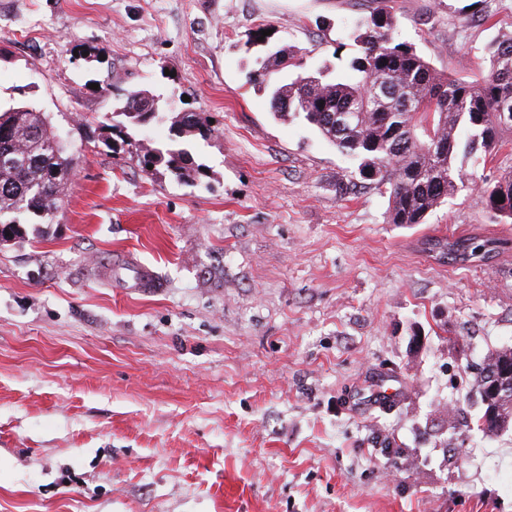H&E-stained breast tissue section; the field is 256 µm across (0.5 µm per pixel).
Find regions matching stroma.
I'll return each instance as SVG.
<instances>
[{
	"label": "stroma",
	"mask_w": 512,
	"mask_h": 512,
	"mask_svg": "<svg viewBox=\"0 0 512 512\" xmlns=\"http://www.w3.org/2000/svg\"><path fill=\"white\" fill-rule=\"evenodd\" d=\"M369 0H0V106L69 134L57 223L0 246V512H512V431L471 428V377L512 347V249L438 263L432 236L512 240L476 194L427 223L246 73L284 44L346 73ZM398 36L471 78L512 0H395ZM111 87L215 131L208 178L104 143ZM134 259L155 288H125ZM457 409L458 424H443Z\"/></svg>",
	"instance_id": "1"
}]
</instances>
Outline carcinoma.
I'll list each match as a JSON object with an SVG mask.
<instances>
[{"mask_svg": "<svg viewBox=\"0 0 512 512\" xmlns=\"http://www.w3.org/2000/svg\"><path fill=\"white\" fill-rule=\"evenodd\" d=\"M374 7L354 19L346 37L359 53L349 61L355 78L329 76L308 69L307 52L283 45L247 74L251 82L274 84L269 106L280 118L300 119L336 149L358 161V174L385 187L389 224H423L461 189L477 192L499 224H512V169L478 184L465 164L495 154L502 135L512 132V37L487 49L488 67L478 81L454 78L437 69L416 47L395 36L392 0H372ZM284 70L296 76L277 83ZM170 121V142L138 140L137 157L150 175L166 173L181 182L206 176L189 146L212 136L215 128L204 112L169 115V103L145 89L123 94L101 128L124 138L158 122ZM74 176L73 158L60 141L50 115L22 105L0 109V244L26 235L28 224H53ZM504 202H499L498 197ZM506 239L479 236L432 237L430 257L456 265H480L508 249ZM512 348L489 352L474 378L478 396L512 414V392H487Z\"/></svg>", "mask_w": 512, "mask_h": 512, "instance_id": "cac0c4a2", "label": "carcinoma"}]
</instances>
